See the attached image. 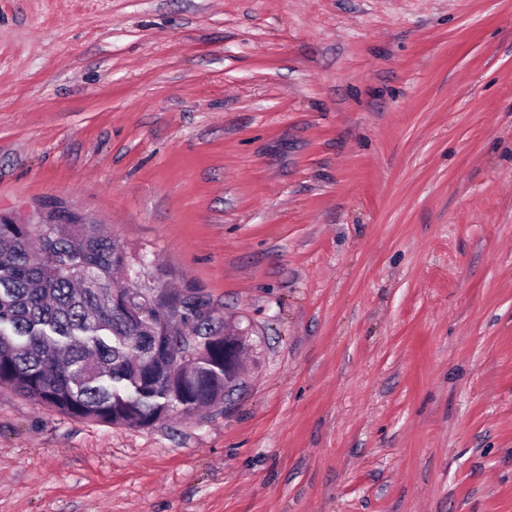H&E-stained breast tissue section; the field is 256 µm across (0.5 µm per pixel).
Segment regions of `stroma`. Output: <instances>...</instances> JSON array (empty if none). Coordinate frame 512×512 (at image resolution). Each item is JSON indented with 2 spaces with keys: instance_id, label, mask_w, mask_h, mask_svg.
Listing matches in <instances>:
<instances>
[{
  "instance_id": "obj_1",
  "label": "stroma",
  "mask_w": 512,
  "mask_h": 512,
  "mask_svg": "<svg viewBox=\"0 0 512 512\" xmlns=\"http://www.w3.org/2000/svg\"><path fill=\"white\" fill-rule=\"evenodd\" d=\"M249 331L147 428L0 386V512H512V0H0V211Z\"/></svg>"
}]
</instances>
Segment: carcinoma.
<instances>
[{"label":"carcinoma","instance_id":"obj_1","mask_svg":"<svg viewBox=\"0 0 512 512\" xmlns=\"http://www.w3.org/2000/svg\"><path fill=\"white\" fill-rule=\"evenodd\" d=\"M42 224L0 217V385L76 420L149 427L224 401V347L197 381L144 376L154 337L224 335L197 289L135 281L136 256L61 203Z\"/></svg>","mask_w":512,"mask_h":512}]
</instances>
